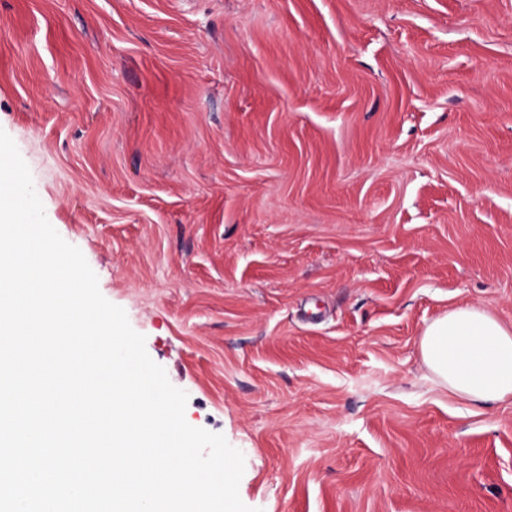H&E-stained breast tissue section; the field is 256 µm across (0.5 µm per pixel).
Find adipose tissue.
<instances>
[{"label":"adipose tissue","instance_id":"ef3b65f1","mask_svg":"<svg viewBox=\"0 0 512 512\" xmlns=\"http://www.w3.org/2000/svg\"><path fill=\"white\" fill-rule=\"evenodd\" d=\"M432 380L474 404L512 400V326L471 305L430 322L418 340Z\"/></svg>","mask_w":512,"mask_h":512}]
</instances>
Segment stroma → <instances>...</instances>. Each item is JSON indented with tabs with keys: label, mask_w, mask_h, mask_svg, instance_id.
<instances>
[{
	"label": "stroma",
	"mask_w": 512,
	"mask_h": 512,
	"mask_svg": "<svg viewBox=\"0 0 512 512\" xmlns=\"http://www.w3.org/2000/svg\"><path fill=\"white\" fill-rule=\"evenodd\" d=\"M0 129L256 512H512V0H0ZM432 380L474 404L512 400V326L489 311L457 307L430 322L418 340Z\"/></svg>",
	"instance_id": "obj_1"
}]
</instances>
